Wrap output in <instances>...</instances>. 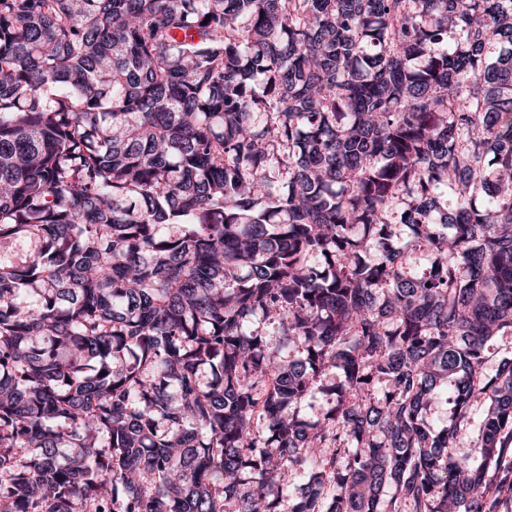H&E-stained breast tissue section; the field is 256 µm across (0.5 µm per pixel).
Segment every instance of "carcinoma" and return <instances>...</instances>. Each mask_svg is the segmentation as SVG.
Listing matches in <instances>:
<instances>
[{"instance_id":"1","label":"carcinoma","mask_w":512,"mask_h":512,"mask_svg":"<svg viewBox=\"0 0 512 512\" xmlns=\"http://www.w3.org/2000/svg\"><path fill=\"white\" fill-rule=\"evenodd\" d=\"M511 335L512 0H0V512H488Z\"/></svg>"}]
</instances>
